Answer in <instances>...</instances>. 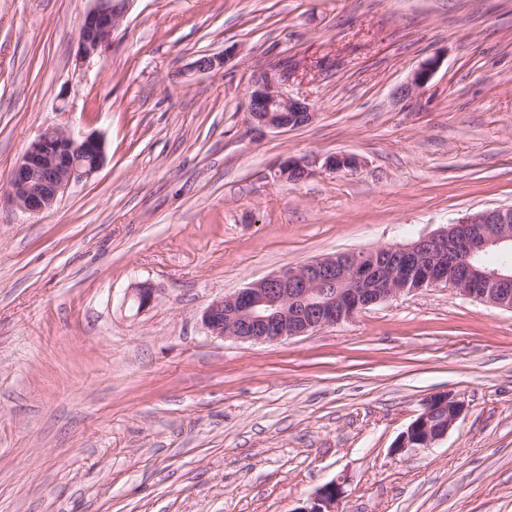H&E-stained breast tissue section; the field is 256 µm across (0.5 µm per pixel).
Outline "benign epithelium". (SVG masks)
I'll list each match as a JSON object with an SVG mask.
<instances>
[{
    "instance_id": "1",
    "label": "benign epithelium",
    "mask_w": 512,
    "mask_h": 512,
    "mask_svg": "<svg viewBox=\"0 0 512 512\" xmlns=\"http://www.w3.org/2000/svg\"><path fill=\"white\" fill-rule=\"evenodd\" d=\"M78 24V58L101 56L134 0H90ZM440 59L423 61L399 90L411 98L424 89ZM286 74L276 68L254 71L247 89L246 109L252 123L269 130L310 123V105L282 90ZM105 163V143L93 133L71 128H45L27 147L11 177L9 200L20 212L35 217L49 210L71 186L90 180ZM336 172L357 169L352 155L323 159L288 158L278 163L279 177L304 180L317 164ZM448 287L453 293L512 310V207L485 210L445 229L403 245L349 251L287 267L254 281L206 307L201 323L215 339L278 342L314 333L354 317L371 305L423 288ZM156 289L137 282L126 301L148 309ZM465 410L464 402L437 395L403 431L391 451L430 447L442 441ZM341 483L332 481L295 512H340Z\"/></svg>"
}]
</instances>
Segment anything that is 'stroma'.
Masks as SVG:
<instances>
[{"label": "stroma", "instance_id": "35a3bbf8", "mask_svg": "<svg viewBox=\"0 0 512 512\" xmlns=\"http://www.w3.org/2000/svg\"><path fill=\"white\" fill-rule=\"evenodd\" d=\"M89 6L0 0V512H295L334 480L344 512H512V311L438 286L279 343L201 323L282 268L512 206V0H134L80 63ZM263 66L312 122L251 123ZM48 126L106 161L31 217L5 197ZM335 154L360 168L276 175ZM439 393L466 405L447 437L392 454ZM440 59L438 56H432L423 61L413 72L407 83L402 85L399 90L400 98H412L424 89L433 78L436 70L439 68ZM320 158L301 159V158H288L278 163L277 170L279 177L288 181V176H299L297 182L302 181L316 172L317 164ZM156 289L148 282H137L127 289L126 301L136 307L137 312L148 309L155 300Z\"/></svg>", "mask_w": 512, "mask_h": 512}]
</instances>
